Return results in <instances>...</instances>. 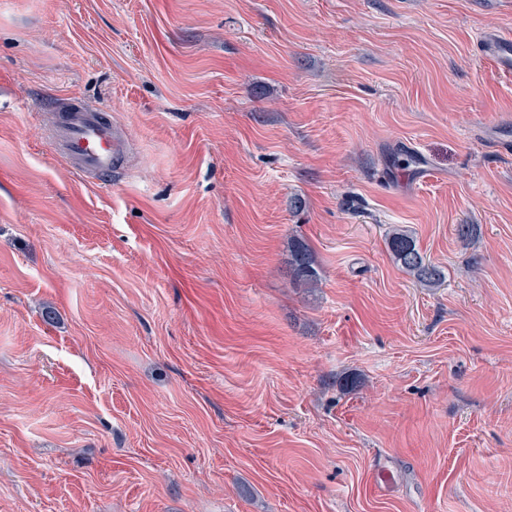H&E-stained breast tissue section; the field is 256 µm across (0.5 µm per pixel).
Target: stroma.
Here are the masks:
<instances>
[{
    "mask_svg": "<svg viewBox=\"0 0 512 512\" xmlns=\"http://www.w3.org/2000/svg\"><path fill=\"white\" fill-rule=\"evenodd\" d=\"M509 31L512 0H0V512H512ZM65 97L131 166L54 152ZM386 243L395 263L417 281L428 286H436L442 281V270L426 262L416 240L407 231L393 226L387 233ZM293 280L307 285L318 282V272L313 251L303 241H295L291 249Z\"/></svg>",
    "mask_w": 512,
    "mask_h": 512,
    "instance_id": "1",
    "label": "stroma"
}]
</instances>
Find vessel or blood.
Instances as JSON below:
<instances>
[{
  "label": "vessel or blood",
  "instance_id": "1",
  "mask_svg": "<svg viewBox=\"0 0 512 512\" xmlns=\"http://www.w3.org/2000/svg\"><path fill=\"white\" fill-rule=\"evenodd\" d=\"M53 140L58 150L89 178L111 176L122 166L127 148L100 107L63 100Z\"/></svg>",
  "mask_w": 512,
  "mask_h": 512
}]
</instances>
